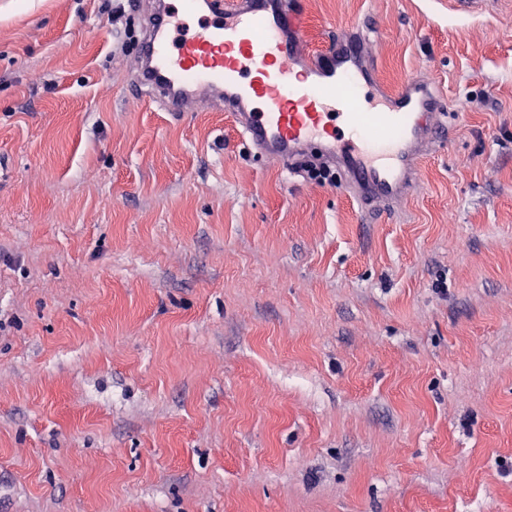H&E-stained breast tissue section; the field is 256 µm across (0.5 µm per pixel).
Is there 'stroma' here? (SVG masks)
Returning a JSON list of instances; mask_svg holds the SVG:
<instances>
[{
  "mask_svg": "<svg viewBox=\"0 0 512 512\" xmlns=\"http://www.w3.org/2000/svg\"><path fill=\"white\" fill-rule=\"evenodd\" d=\"M302 2L450 106L382 218L0 0V512H512V0Z\"/></svg>",
  "mask_w": 512,
  "mask_h": 512,
  "instance_id": "stroma-1",
  "label": "stroma"
}]
</instances>
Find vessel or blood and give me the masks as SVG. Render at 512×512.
Instances as JSON below:
<instances>
[{
  "label": "vessel or blood",
  "mask_w": 512,
  "mask_h": 512,
  "mask_svg": "<svg viewBox=\"0 0 512 512\" xmlns=\"http://www.w3.org/2000/svg\"><path fill=\"white\" fill-rule=\"evenodd\" d=\"M178 2L174 12L155 0L136 60L138 87L164 111L228 113L251 149L279 163L317 147L369 213L416 190L422 158L443 142L446 107L420 79L393 90L377 82L368 27L312 58L300 0Z\"/></svg>",
  "instance_id": "vessel-or-blood-1"
}]
</instances>
